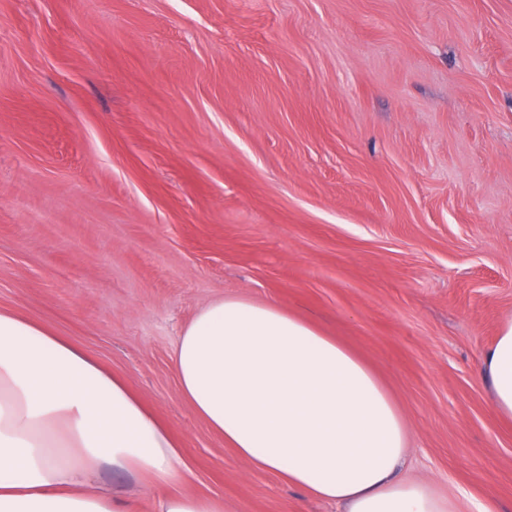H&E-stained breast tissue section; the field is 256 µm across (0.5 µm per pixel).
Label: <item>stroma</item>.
Masks as SVG:
<instances>
[{
    "instance_id": "obj_1",
    "label": "stroma",
    "mask_w": 512,
    "mask_h": 512,
    "mask_svg": "<svg viewBox=\"0 0 512 512\" xmlns=\"http://www.w3.org/2000/svg\"><path fill=\"white\" fill-rule=\"evenodd\" d=\"M223 296L361 354L406 471L512 512L481 371L512 316V0H0V309L167 423L168 493L335 512L182 400L175 344Z\"/></svg>"
}]
</instances>
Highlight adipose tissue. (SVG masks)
<instances>
[{"label": "adipose tissue", "instance_id": "ef3b65f1", "mask_svg": "<svg viewBox=\"0 0 512 512\" xmlns=\"http://www.w3.org/2000/svg\"><path fill=\"white\" fill-rule=\"evenodd\" d=\"M180 394L252 469L340 512H458L402 466L407 420L376 373L335 337L272 302L222 297L183 328ZM500 419L512 423V318L482 354ZM179 442L120 376L49 328L0 311V512H137L98 487L120 469L157 489L153 512H239L167 495Z\"/></svg>", "mask_w": 512, "mask_h": 512}]
</instances>
